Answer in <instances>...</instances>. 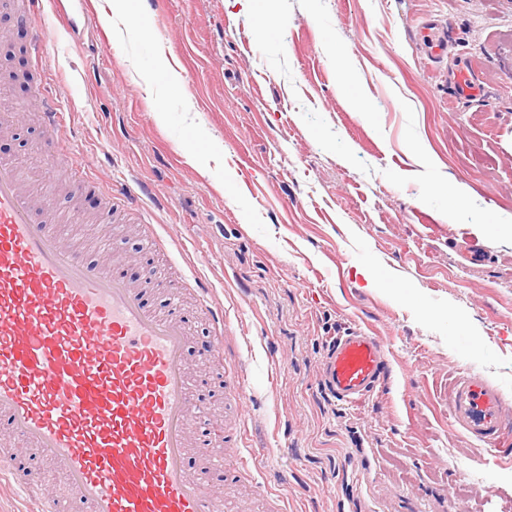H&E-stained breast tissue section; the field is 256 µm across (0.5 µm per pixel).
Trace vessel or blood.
<instances>
[{"label": "vessel or blood", "instance_id": "1", "mask_svg": "<svg viewBox=\"0 0 512 512\" xmlns=\"http://www.w3.org/2000/svg\"><path fill=\"white\" fill-rule=\"evenodd\" d=\"M430 62L448 55V32L418 31ZM453 92L476 97L469 66L447 74ZM51 131L66 114L39 89ZM52 196H33L12 160L0 159V418L10 433L61 469L79 512H220L204 472L190 468L189 424L202 395L187 365L191 332L176 310L159 312L125 265L105 266L61 246ZM214 334L207 357L224 360L223 306L193 290ZM386 348L353 329L328 345L322 374L336 398L363 402L379 389ZM450 416L469 435L512 444V402L482 375L448 387ZM0 481L25 499L38 479L0 458Z\"/></svg>", "mask_w": 512, "mask_h": 512}]
</instances>
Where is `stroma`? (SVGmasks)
<instances>
[{"label":"stroma","mask_w":512,"mask_h":512,"mask_svg":"<svg viewBox=\"0 0 512 512\" xmlns=\"http://www.w3.org/2000/svg\"><path fill=\"white\" fill-rule=\"evenodd\" d=\"M56 2L24 18L0 0V69H38L71 121L47 140L28 84L1 86L0 112L23 120L0 157L27 189L54 187L66 246L95 261L108 242L137 254L131 275L155 268L147 299L178 302L197 347L212 330L169 268L212 288L268 485L259 496L209 472L223 512H512V452L448 419L457 374L512 399V240L488 230L512 225V0H135L118 29L113 0H67L70 26ZM427 19L448 28L438 65L414 32ZM41 25L55 35L34 62ZM461 61L484 98L440 77ZM59 152L154 195L102 228L103 199L57 179ZM348 327L388 351L387 389L359 405L319 382ZM189 368L210 379L191 434L233 427L209 362L195 353ZM4 431L0 452L68 500L59 467Z\"/></svg>","instance_id":"obj_1"}]
</instances>
